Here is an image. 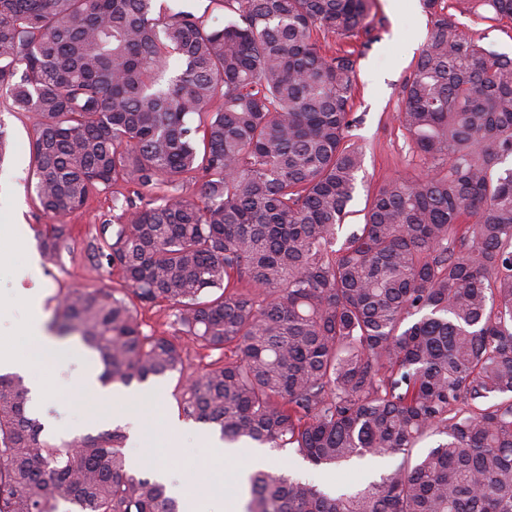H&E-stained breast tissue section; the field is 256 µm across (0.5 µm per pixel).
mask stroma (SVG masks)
Wrapping results in <instances>:
<instances>
[{
  "label": "stroma",
  "instance_id": "35a3bbf8",
  "mask_svg": "<svg viewBox=\"0 0 512 512\" xmlns=\"http://www.w3.org/2000/svg\"><path fill=\"white\" fill-rule=\"evenodd\" d=\"M368 21L369 34L342 42L358 58L352 107L355 122L348 139L364 154L351 212L338 235L342 241L362 223L367 198L384 181L414 177L421 170L420 159L396 113L402 83L424 45L422 36L431 25V16L421 0H373ZM0 122L7 127L12 143L9 159L0 166V235L24 239L33 248L37 245V231L49 222L36 204L29 180L34 120L28 114L0 107ZM112 216V195L108 192L92 197L81 209L64 216V223L73 228L70 250L53 260L38 256L36 277L32 280L17 282L11 271L1 269L0 293L10 294L20 285L37 288L44 319L49 322L54 317L60 289L117 285L118 274L99 266L89 248L96 226L110 222ZM62 349V358L50 360L43 369L28 370L25 376L26 385L38 387L41 392L38 418L44 426V436L57 440L89 434L83 420L90 405L98 404L101 415L114 417L116 425L127 429L122 446L126 459H139L143 472L167 470L176 484L201 498L210 512H222L226 498L236 493L235 488L227 486V478L235 469H250L251 459L258 451L264 455L265 469L333 491L356 490L379 479L401 461L397 455H382L316 468L293 449H260L246 441L238 443L236 457L220 459L204 443L210 426L180 414L172 396L177 373L132 385L130 391L136 394V401L119 397L101 402L78 384L88 368L97 366L96 354L76 335L63 340Z\"/></svg>",
  "mask_w": 512,
  "mask_h": 512
}]
</instances>
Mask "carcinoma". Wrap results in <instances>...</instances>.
Returning a JSON list of instances; mask_svg holds the SVG:
<instances>
[{
    "mask_svg": "<svg viewBox=\"0 0 512 512\" xmlns=\"http://www.w3.org/2000/svg\"><path fill=\"white\" fill-rule=\"evenodd\" d=\"M209 2L233 19L0 0V99L37 118L41 211L120 188L90 247L123 287L60 291L51 330L98 353L104 386L178 372L182 414L228 443L315 467L403 455L350 493L255 470L246 512H512V58L457 19L512 22V0H424L397 113L421 172L385 182L338 250L363 163L356 59L319 36L367 29L370 0ZM38 237L57 258L71 228ZM163 301L220 352L207 370L186 369L183 337L143 331L138 310ZM29 401L0 374V512H178L126 468L122 428L48 439Z\"/></svg>",
    "mask_w": 512,
    "mask_h": 512,
    "instance_id": "cac0c4a2",
    "label": "carcinoma"
}]
</instances>
